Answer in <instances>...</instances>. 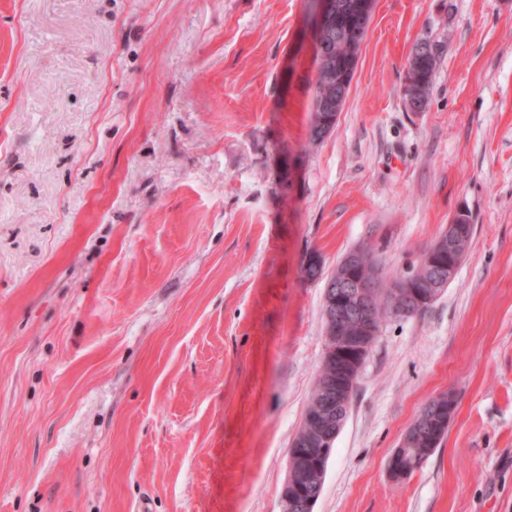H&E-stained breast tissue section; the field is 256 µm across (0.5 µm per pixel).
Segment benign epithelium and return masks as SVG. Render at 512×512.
Wrapping results in <instances>:
<instances>
[{"instance_id":"benign-epithelium-1","label":"benign epithelium","mask_w":512,"mask_h":512,"mask_svg":"<svg viewBox=\"0 0 512 512\" xmlns=\"http://www.w3.org/2000/svg\"><path fill=\"white\" fill-rule=\"evenodd\" d=\"M313 19L318 36L337 27L343 19L356 21L346 33L349 63L346 77L336 82V57L317 43V74L325 83L324 96L316 104L314 124L320 130L333 127L341 112L359 49L365 39L375 9V0H358L347 6L339 0H312ZM405 104L411 112L424 111L421 83L406 79L402 87ZM467 212L457 214L417 264L395 279L385 281L372 258L361 249L348 253L330 273L325 283L324 355L319 367L320 394L312 401L301 433L291 442L289 479L281 493V512H314L320 491L310 488L313 477L324 478L335 441L346 420L363 365L380 335L385 315L376 300L386 297L393 315L405 317L431 306L455 277L467 254V235L463 222ZM451 394L432 399L431 412L418 435L432 447L440 430L448 427ZM413 438L404 434L390 457L388 470L395 480L407 478L416 470L411 453Z\"/></svg>"}]
</instances>
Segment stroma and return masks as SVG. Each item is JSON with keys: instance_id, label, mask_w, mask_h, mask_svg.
<instances>
[{"instance_id": "1", "label": "stroma", "mask_w": 512, "mask_h": 512, "mask_svg": "<svg viewBox=\"0 0 512 512\" xmlns=\"http://www.w3.org/2000/svg\"><path fill=\"white\" fill-rule=\"evenodd\" d=\"M311 8L0 0V512H281L324 349L307 253L392 279L462 210L467 255L383 323L315 512H512V0H376L317 143ZM434 45L436 46V51L428 57L418 54L413 49L408 59L406 71V73L408 71H412V73L423 83L426 94V106L429 104V97L434 83L436 67L441 55L440 45L436 42H434ZM431 400L432 402L429 405L431 407V412L426 417L420 431L416 434V436L419 435L422 440L419 444L414 445L415 454L419 461L418 468L428 458V455L438 447L439 443L432 451L427 450V448L429 449L434 446L436 439L439 437L440 430L445 429L446 427L449 428L451 423V421L448 423V416L452 411L450 405L451 394H441ZM429 402L423 407L414 423L418 422L425 415L426 407ZM416 436L410 437L408 432H406L403 435L398 448L395 449L390 457L388 464L389 474L397 481L407 478L417 469L415 458L411 453L412 446L410 445V443L416 439ZM426 438H428V441L425 440ZM422 442L426 443L427 448Z\"/></svg>"}]
</instances>
